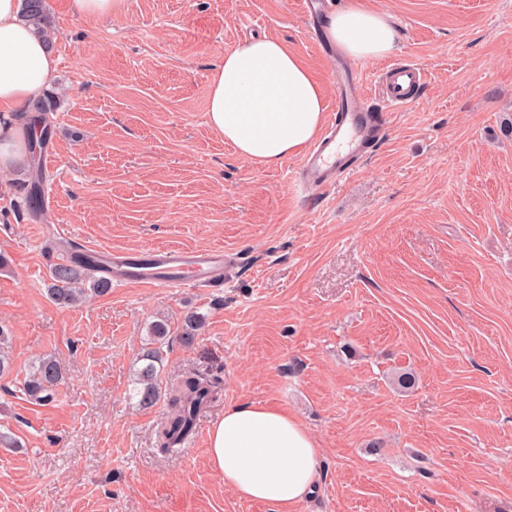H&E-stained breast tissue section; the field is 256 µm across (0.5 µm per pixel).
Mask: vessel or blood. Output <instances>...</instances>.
I'll list each match as a JSON object with an SVG mask.
<instances>
[{"mask_svg":"<svg viewBox=\"0 0 512 512\" xmlns=\"http://www.w3.org/2000/svg\"><path fill=\"white\" fill-rule=\"evenodd\" d=\"M424 84L422 70L401 62L392 64L378 83V95L386 111L413 104ZM375 122L369 97L357 70L346 69L337 88L336 114L327 123L320 144L301 160L299 182L309 190L322 191L339 177L351 173L368 143ZM101 276L112 283L153 288H209L224 282V271L234 264L231 253L221 248H146L136 252L108 248L90 249Z\"/></svg>","mask_w":512,"mask_h":512,"instance_id":"obj_1","label":"vessel or blood"}]
</instances>
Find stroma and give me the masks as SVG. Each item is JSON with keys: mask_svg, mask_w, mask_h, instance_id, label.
Returning a JSON list of instances; mask_svg holds the SVG:
<instances>
[{"mask_svg": "<svg viewBox=\"0 0 512 512\" xmlns=\"http://www.w3.org/2000/svg\"><path fill=\"white\" fill-rule=\"evenodd\" d=\"M392 15L391 58L358 66L383 135L320 193L298 156L264 168L208 126L215 66L277 37L336 104L344 56L318 52L302 0H123L88 20L46 0L59 60L37 211L26 172L0 184V512H273L240 499L208 461L226 407L288 411L320 450L296 512H512V0H362ZM426 73L399 112L378 100L393 60ZM135 251L221 248L218 288L112 287L74 307L46 295L74 243ZM194 310V344L177 339ZM174 340L162 387L220 384L192 447L162 452L166 401L143 409L133 373L152 322ZM54 400L22 385L39 358ZM408 372L412 389L398 387ZM62 376V368L55 358H42L24 381L23 391L26 398L37 404L51 402Z\"/></svg>", "mask_w": 512, "mask_h": 512, "instance_id": "1", "label": "stroma"}]
</instances>
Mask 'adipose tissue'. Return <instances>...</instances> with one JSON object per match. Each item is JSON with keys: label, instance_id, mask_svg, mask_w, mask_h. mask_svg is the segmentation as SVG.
<instances>
[{"label": "adipose tissue", "instance_id": "obj_1", "mask_svg": "<svg viewBox=\"0 0 512 512\" xmlns=\"http://www.w3.org/2000/svg\"><path fill=\"white\" fill-rule=\"evenodd\" d=\"M328 31L352 59L392 54L390 15L358 0L335 13ZM57 61L20 18V0H0V176L30 163V127L10 123L55 80ZM326 110L321 84L299 54L276 38L248 41L226 53L208 90V124L236 154L262 167L301 152L318 136ZM210 464L239 498L294 512L319 479L320 451L287 412L244 402L229 406L208 433Z\"/></svg>", "mask_w": 512, "mask_h": 512}]
</instances>
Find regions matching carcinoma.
<instances>
[{
    "instance_id": "cac0c4a2",
    "label": "carcinoma",
    "mask_w": 512,
    "mask_h": 512,
    "mask_svg": "<svg viewBox=\"0 0 512 512\" xmlns=\"http://www.w3.org/2000/svg\"><path fill=\"white\" fill-rule=\"evenodd\" d=\"M21 18L31 26L35 33L43 38L48 47H53L54 31L45 5V0H22ZM61 107L58 93L46 91L32 100V109L40 128L39 135L30 142L31 154H36L48 143L52 128L45 123L44 116L56 112ZM45 174L42 168L34 167L29 183L24 189L23 202L31 207L42 196ZM111 288V283L97 276L96 270L83 257L75 255L68 261L57 264L50 277L47 293L49 299L62 307L77 304L89 295H104ZM204 324V317L195 311L184 315L181 322L180 339L185 344L196 340L197 332ZM169 342V328L164 322L151 324L147 347L140 360L144 365L137 369L135 379V396L139 406H154L159 397L156 363L161 361L163 346ZM63 376L62 368L53 357L41 359L33 368L29 378L24 381L23 391L30 401L47 404L53 400L54 391ZM216 398L213 383L203 381L195 376L183 378L170 396V410L158 431V441L162 450L173 452L177 443L194 431L196 421L209 403Z\"/></svg>"
}]
</instances>
